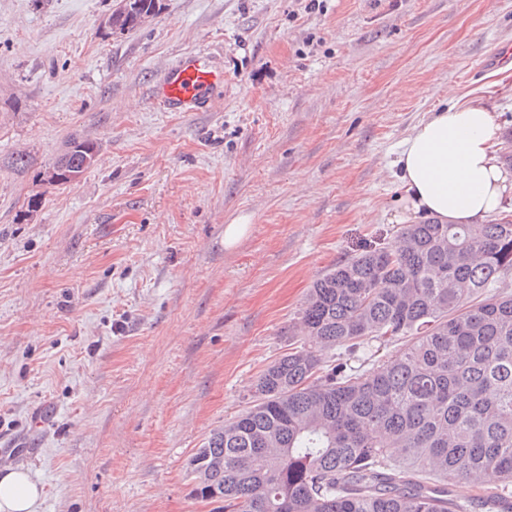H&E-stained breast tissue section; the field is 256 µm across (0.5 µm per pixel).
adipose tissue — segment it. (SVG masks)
Segmentation results:
<instances>
[{"label":"adipose tissue","mask_w":512,"mask_h":512,"mask_svg":"<svg viewBox=\"0 0 512 512\" xmlns=\"http://www.w3.org/2000/svg\"><path fill=\"white\" fill-rule=\"evenodd\" d=\"M496 115L482 101L452 103L414 126L396 164L405 205L445 224H479L512 199L499 161ZM42 487L28 470L0 472V512H35Z\"/></svg>","instance_id":"obj_1"}]
</instances>
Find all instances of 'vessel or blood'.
I'll return each mask as SVG.
<instances>
[{"mask_svg": "<svg viewBox=\"0 0 512 512\" xmlns=\"http://www.w3.org/2000/svg\"><path fill=\"white\" fill-rule=\"evenodd\" d=\"M223 82V69L207 54L190 52L163 74L154 90L156 102L166 112H196Z\"/></svg>", "mask_w": 512, "mask_h": 512, "instance_id": "1", "label": "vessel or blood"}]
</instances>
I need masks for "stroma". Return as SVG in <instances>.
Returning a JSON list of instances; mask_svg holds the SVG:
<instances>
[{
    "label": "stroma",
    "mask_w": 512,
    "mask_h": 512,
    "mask_svg": "<svg viewBox=\"0 0 512 512\" xmlns=\"http://www.w3.org/2000/svg\"><path fill=\"white\" fill-rule=\"evenodd\" d=\"M308 2L161 0L115 33L113 0H0V465L42 484L37 512H211L189 461L313 283L420 222L394 164L414 125L481 97L512 133V61L488 64L512 0ZM193 51L223 87L161 110ZM75 137L96 163L47 187ZM251 224L247 218H237L224 226V247L231 250L235 248L250 231Z\"/></svg>",
    "instance_id": "obj_1"
}]
</instances>
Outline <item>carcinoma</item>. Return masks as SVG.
Here are the masks:
<instances>
[{
	"label": "carcinoma",
	"mask_w": 512,
	"mask_h": 512,
	"mask_svg": "<svg viewBox=\"0 0 512 512\" xmlns=\"http://www.w3.org/2000/svg\"><path fill=\"white\" fill-rule=\"evenodd\" d=\"M159 8L127 0L110 27ZM89 151L73 139L44 181H77ZM511 276V214L408 224L336 266L300 312L310 344L270 363L253 404L192 456L194 495L213 512H512ZM393 341L400 353H381ZM487 478L470 500L451 495Z\"/></svg>",
	"instance_id": "cac0c4a2"
}]
</instances>
